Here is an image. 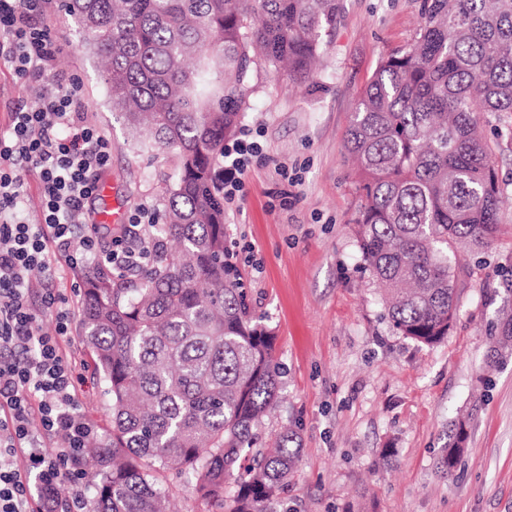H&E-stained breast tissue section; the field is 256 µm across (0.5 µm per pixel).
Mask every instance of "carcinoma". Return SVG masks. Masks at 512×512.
I'll list each match as a JSON object with an SVG mask.
<instances>
[{
	"label": "carcinoma",
	"mask_w": 512,
	"mask_h": 512,
	"mask_svg": "<svg viewBox=\"0 0 512 512\" xmlns=\"http://www.w3.org/2000/svg\"><path fill=\"white\" fill-rule=\"evenodd\" d=\"M105 62L112 110L140 148L176 159L135 274L87 270L81 331L106 383L112 431L90 454L87 512H167L156 474L196 480L223 512H280L299 461L286 427H260L281 391L276 336L253 314L224 235L215 163L256 92L257 70L304 83L340 0H61ZM512 116V0H422L413 40L381 59L347 129L361 191L359 248L400 335L433 345L457 308V245L479 249L502 203L487 114ZM512 346V314L499 324ZM466 424L437 468L453 476Z\"/></svg>",
	"instance_id": "obj_1"
}]
</instances>
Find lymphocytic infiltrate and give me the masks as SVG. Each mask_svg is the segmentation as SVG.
<instances>
[{
  "mask_svg": "<svg viewBox=\"0 0 512 512\" xmlns=\"http://www.w3.org/2000/svg\"><path fill=\"white\" fill-rule=\"evenodd\" d=\"M52 0H0V56L41 105L12 112L0 129V512H83L85 489L68 484L82 469L96 427L79 409L73 367L59 339L72 323L50 283L30 273L62 256L105 270L130 272L143 259L129 247L106 248L77 226L107 169L112 142L80 116L79 77L65 91L42 83L63 47L44 24ZM40 188L37 223L24 208L22 172ZM50 307L53 332L42 326Z\"/></svg>",
  "mask_w": 512,
  "mask_h": 512,
  "instance_id": "lymphocytic-infiltrate-1",
  "label": "lymphocytic infiltrate"
}]
</instances>
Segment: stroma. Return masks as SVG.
<instances>
[{
	"mask_svg": "<svg viewBox=\"0 0 512 512\" xmlns=\"http://www.w3.org/2000/svg\"><path fill=\"white\" fill-rule=\"evenodd\" d=\"M422 0H341L316 73L298 85L287 72H260L251 106L226 151L254 145L243 184L224 203L234 260L251 309L277 336L283 389L263 422L264 437L293 427L298 467L281 495L286 512H512V358L488 356L503 310L512 309V140L494 138L504 203L500 230L482 250L463 253L458 309L447 337L427 346L400 336L369 286L358 244L360 190L346 132L378 61L411 41ZM48 24L63 51L57 77L81 79L84 117L112 142L101 177L127 212L162 214L168 153L140 151L112 110L99 59L82 44L73 15ZM40 100L0 59V128L16 105ZM84 376L81 412L102 434L112 427L105 383L79 328L61 340ZM469 420L455 478L437 469L457 418ZM173 512H219L188 475L159 476Z\"/></svg>",
	"mask_w": 512,
	"mask_h": 512,
	"instance_id": "35a3bbf8",
	"label": "stroma"
}]
</instances>
